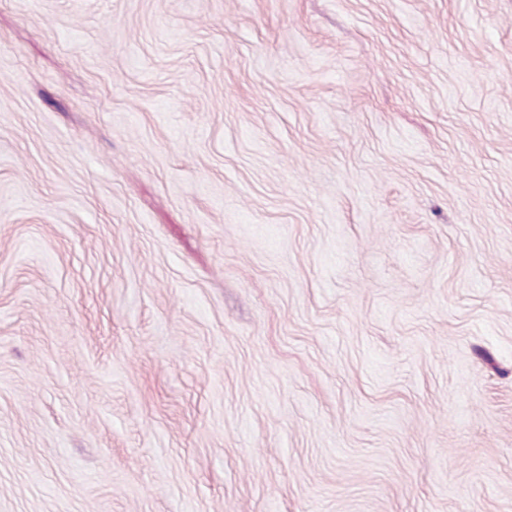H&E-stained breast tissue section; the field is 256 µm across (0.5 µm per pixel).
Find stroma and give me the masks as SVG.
Returning <instances> with one entry per match:
<instances>
[{
    "instance_id": "35a3bbf8",
    "label": "stroma",
    "mask_w": 512,
    "mask_h": 512,
    "mask_svg": "<svg viewBox=\"0 0 512 512\" xmlns=\"http://www.w3.org/2000/svg\"><path fill=\"white\" fill-rule=\"evenodd\" d=\"M0 512H512V0H0Z\"/></svg>"
}]
</instances>
